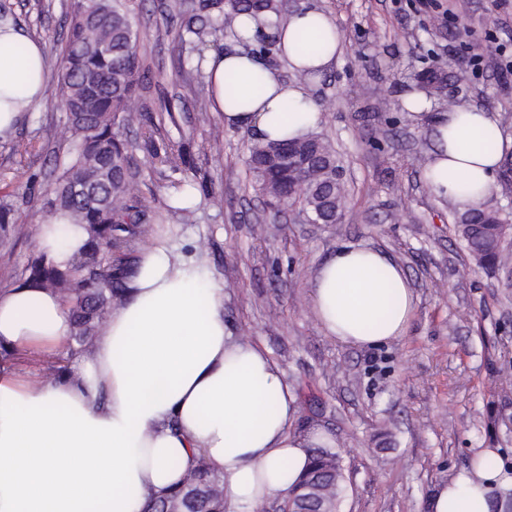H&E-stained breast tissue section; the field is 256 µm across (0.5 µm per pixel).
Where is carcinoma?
I'll use <instances>...</instances> for the list:
<instances>
[{"instance_id":"1","label":"carcinoma","mask_w":512,"mask_h":512,"mask_svg":"<svg viewBox=\"0 0 512 512\" xmlns=\"http://www.w3.org/2000/svg\"><path fill=\"white\" fill-rule=\"evenodd\" d=\"M71 24L62 57L59 108L66 114L69 157L57 166L55 179L39 195L48 213L64 211L88 233L84 248L62 270L44 254L31 261L30 278L60 294L69 304L72 332L82 351L94 347L99 326L112 308L126 301V280L138 252L133 243L146 237V223L131 172V158L119 135L120 126L138 119L131 102L144 78V56L136 24L137 0H71ZM197 10L209 18L188 22L186 33L194 49L234 36L251 40L266 51L273 42L258 32L249 39L233 27L242 12H271L288 19V0H198ZM321 148L316 163L283 183L269 167L276 143L250 141L248 170L255 187L271 200L286 199L301 206L310 222L333 224L342 212L345 185L330 144L312 137ZM87 185L98 192L90 198L77 192ZM507 219L480 208L460 216L457 229L475 266L507 271L512 262V236L503 232ZM339 455L330 448L312 449L309 467L283 499L308 494L293 504L306 512H336L343 488ZM143 512H224L223 478L202 462L180 485L165 495L144 494Z\"/></svg>"}]
</instances>
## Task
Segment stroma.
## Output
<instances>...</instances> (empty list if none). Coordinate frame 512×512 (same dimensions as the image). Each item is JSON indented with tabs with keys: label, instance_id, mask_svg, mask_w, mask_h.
<instances>
[{
	"label": "stroma",
	"instance_id": "35a3bbf8",
	"mask_svg": "<svg viewBox=\"0 0 512 512\" xmlns=\"http://www.w3.org/2000/svg\"><path fill=\"white\" fill-rule=\"evenodd\" d=\"M318 5L343 37L336 64L313 85L319 130L344 167L340 221L312 224L274 211L253 185L249 139L224 127L208 103L206 71L180 39L187 20L166 0H142L139 33L150 73L124 137L148 213H161L174 241L224 282V328L279 365L297 398L292 433H331L342 458L339 512H429L433 493L470 468L485 448L512 472V288L477 268L456 232L458 211L424 180L429 126L405 109L416 73L453 79L436 106L497 112L512 134V76L489 46L512 56V0H292ZM46 45L53 80L44 103L13 139L0 141V200L17 231L0 232V288L28 277L44 214L35 203L65 149L57 108L70 0H0V13ZM192 222L172 207L184 181ZM367 244L398 261L417 308L404 336L347 347L310 307L314 271L339 247ZM69 341L54 350L16 349L4 364L46 379L47 362L76 368Z\"/></svg>",
	"mask_w": 512,
	"mask_h": 512
}]
</instances>
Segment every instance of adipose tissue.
<instances>
[{
  "instance_id": "1",
  "label": "adipose tissue",
  "mask_w": 512,
  "mask_h": 512,
  "mask_svg": "<svg viewBox=\"0 0 512 512\" xmlns=\"http://www.w3.org/2000/svg\"><path fill=\"white\" fill-rule=\"evenodd\" d=\"M244 29L273 34L272 55L236 40L207 60L208 94L225 128L268 140L302 139L323 122L312 83L342 52L334 19L299 9L287 21L265 13ZM24 44V56L6 45ZM296 73L293 81L278 63ZM51 78L44 43L0 25V139L45 99ZM434 142L425 168L431 192L459 212L481 207L512 153L489 111L451 106L429 115ZM39 247L66 265L87 241L63 213L42 222ZM100 339L78 369L42 383L0 367V512H142L140 489L166 491L206 461L224 480L229 505L258 512L304 472L311 450L333 446L317 428L294 435L298 408L277 363L224 332V283L183 254L170 234L141 248ZM311 309L340 344L375 347L405 335L415 296L403 269L380 250L345 245L315 271ZM69 308L54 291L24 280L0 289V349L61 344ZM512 486L495 450L439 488L431 512H495Z\"/></svg>"
}]
</instances>
